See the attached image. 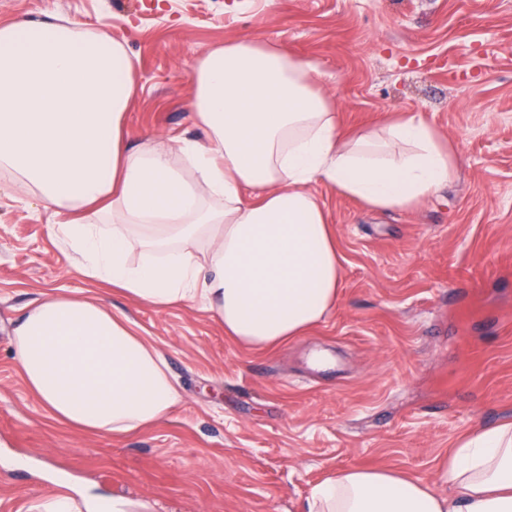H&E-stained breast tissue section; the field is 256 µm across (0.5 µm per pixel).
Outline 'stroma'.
I'll return each instance as SVG.
<instances>
[{"mask_svg":"<svg viewBox=\"0 0 512 512\" xmlns=\"http://www.w3.org/2000/svg\"><path fill=\"white\" fill-rule=\"evenodd\" d=\"M57 14L124 41L133 142L195 135L199 57L258 35L331 73L342 128L417 113L457 165L395 212L314 184L341 256L339 302L262 350L195 304L159 312L87 279L52 208L0 185V512H28L54 474L157 512H299L316 484L354 468L442 490L439 464L460 438L512 423V0H0V22ZM49 293L98 296L136 323L182 386L166 419L88 435L47 414L10 342Z\"/></svg>","mask_w":512,"mask_h":512,"instance_id":"1","label":"stroma"}]
</instances>
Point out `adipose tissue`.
Returning a JSON list of instances; mask_svg holds the SVG:
<instances>
[{
	"instance_id": "obj_1",
	"label": "adipose tissue",
	"mask_w": 512,
	"mask_h": 512,
	"mask_svg": "<svg viewBox=\"0 0 512 512\" xmlns=\"http://www.w3.org/2000/svg\"><path fill=\"white\" fill-rule=\"evenodd\" d=\"M308 60L261 39L213 48L192 74L203 139L131 145L136 93L122 42L49 18L0 23V175L52 207L82 273L156 310L199 303L251 348L305 335L335 308L341 261L313 183L378 211L446 185L455 157L423 118L343 132ZM139 260H132L133 251ZM11 351L58 422L121 435L157 423L181 389L157 347L96 297L50 294ZM447 492L385 468L336 473L301 512H512V425L479 429L440 464ZM29 512H155L67 485Z\"/></svg>"
}]
</instances>
